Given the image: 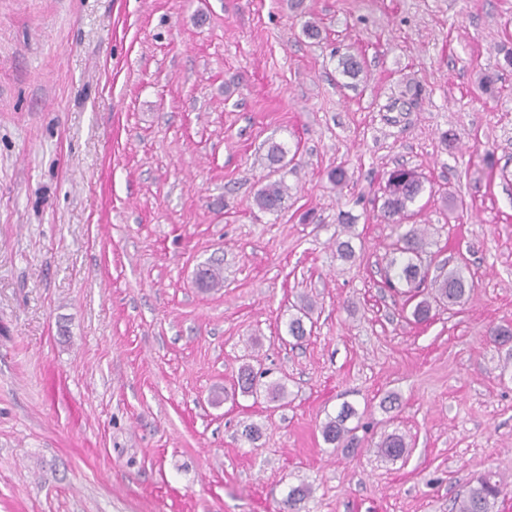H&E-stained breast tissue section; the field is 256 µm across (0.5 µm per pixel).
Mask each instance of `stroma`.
<instances>
[{"label":"stroma","instance_id":"1","mask_svg":"<svg viewBox=\"0 0 512 512\" xmlns=\"http://www.w3.org/2000/svg\"><path fill=\"white\" fill-rule=\"evenodd\" d=\"M511 54L512 0H0V512H279L298 485L296 512H452L512 482ZM401 165L432 266L474 281L425 322L386 284ZM425 184L421 176L412 169L397 168L389 173L381 209L392 224L401 226L411 216V207L423 194ZM287 194L288 187L280 179L270 182L261 188L254 197V202L261 210L277 212L281 210ZM356 415V410L349 404L342 405L336 417L329 418L322 426L321 433L324 441L338 448L348 439L353 429L347 426V421ZM508 484L492 471L478 475L465 494L458 499L456 512H496L499 499L507 492Z\"/></svg>","mask_w":512,"mask_h":512}]
</instances>
